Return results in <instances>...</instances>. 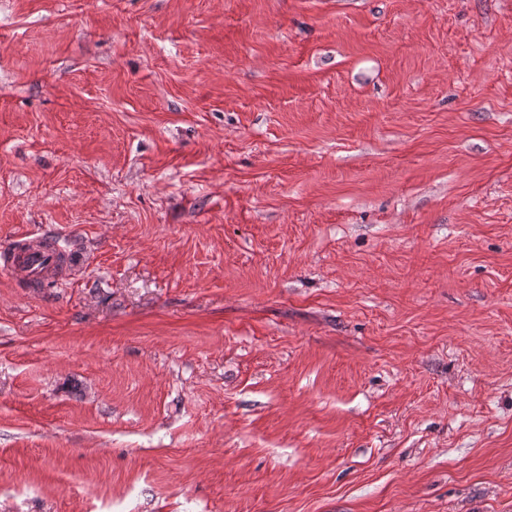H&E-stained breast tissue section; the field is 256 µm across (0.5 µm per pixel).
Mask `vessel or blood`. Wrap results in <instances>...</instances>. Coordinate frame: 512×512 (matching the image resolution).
<instances>
[{
  "mask_svg": "<svg viewBox=\"0 0 512 512\" xmlns=\"http://www.w3.org/2000/svg\"><path fill=\"white\" fill-rule=\"evenodd\" d=\"M0 256L6 257L8 272L24 277L30 283H54L70 258L66 250L53 237L34 239L21 234L8 244L0 246Z\"/></svg>",
  "mask_w": 512,
  "mask_h": 512,
  "instance_id": "1",
  "label": "vessel or blood"
}]
</instances>
